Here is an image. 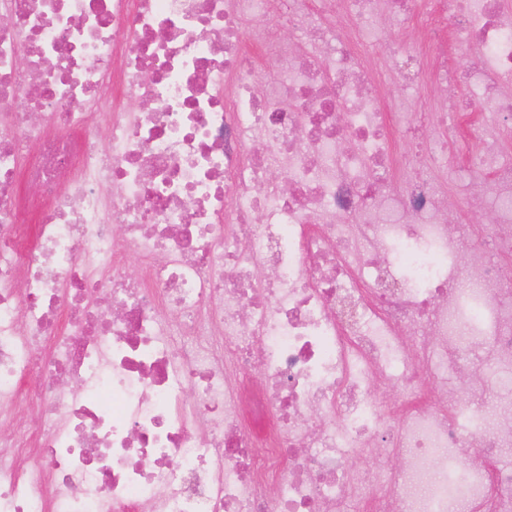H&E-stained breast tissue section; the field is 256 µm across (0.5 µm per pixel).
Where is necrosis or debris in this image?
Returning a JSON list of instances; mask_svg holds the SVG:
<instances>
[{
    "mask_svg": "<svg viewBox=\"0 0 512 512\" xmlns=\"http://www.w3.org/2000/svg\"><path fill=\"white\" fill-rule=\"evenodd\" d=\"M421 2L281 0L304 54L270 0H0V512H512V265L448 227L512 253V0ZM383 11L493 122L385 112ZM385 57L452 92L440 31ZM244 29L248 30L252 27L261 26L270 29L272 36L275 40L284 42H298V37L288 29L277 22L276 17L272 13H265L261 15L252 16L242 22ZM448 220H450L453 225H471L477 231H483L486 225L494 224V216L490 212L474 213L452 210L448 213Z\"/></svg>",
    "mask_w": 512,
    "mask_h": 512,
    "instance_id": "1",
    "label": "necrosis or debris"
}]
</instances>
